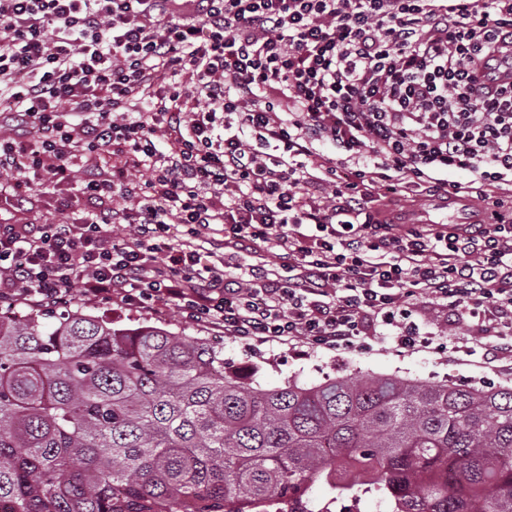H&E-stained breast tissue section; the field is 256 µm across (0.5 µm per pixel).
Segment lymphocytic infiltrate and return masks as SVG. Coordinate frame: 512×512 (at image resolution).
I'll return each mask as SVG.
<instances>
[{"instance_id":"f902f5d3","label":"lymphocytic infiltrate","mask_w":512,"mask_h":512,"mask_svg":"<svg viewBox=\"0 0 512 512\" xmlns=\"http://www.w3.org/2000/svg\"><path fill=\"white\" fill-rule=\"evenodd\" d=\"M511 44L512 0H0V118L18 130L0 195L80 212L0 221V302L77 291L341 352L379 328L431 348L425 299L512 354V81L487 83ZM414 192L477 199L487 220L372 208ZM260 248L279 270L240 265Z\"/></svg>"}]
</instances>
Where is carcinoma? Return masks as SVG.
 I'll return each mask as SVG.
<instances>
[{
	"instance_id": "cac0c4a2",
	"label": "carcinoma",
	"mask_w": 512,
	"mask_h": 512,
	"mask_svg": "<svg viewBox=\"0 0 512 512\" xmlns=\"http://www.w3.org/2000/svg\"><path fill=\"white\" fill-rule=\"evenodd\" d=\"M316 485L384 496L392 512H512V387L261 389L201 338L81 311L49 326L0 314L10 512H238Z\"/></svg>"
}]
</instances>
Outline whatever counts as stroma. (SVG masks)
Listing matches in <instances>:
<instances>
[{
	"label": "stroma",
	"mask_w": 512,
	"mask_h": 512,
	"mask_svg": "<svg viewBox=\"0 0 512 512\" xmlns=\"http://www.w3.org/2000/svg\"><path fill=\"white\" fill-rule=\"evenodd\" d=\"M0 218L22 224L30 222L66 221L54 201L32 196L24 209H16L9 202L0 203ZM71 309L92 316H103L117 327L151 325L169 331L195 336L222 348L224 364L240 375L266 389L283 386L294 380L304 386L316 385L327 378L363 380L373 375H389L418 381L425 385L454 383L460 386L495 388L512 385V360L493 359L490 347L494 342L488 328L465 319L451 321L445 308L421 304L417 321L425 331L437 334L448 346L466 348L460 359H449L447 354L432 350L404 349L394 351L390 339L372 336L367 346L345 352L325 349L294 351L285 346L247 344L222 331L186 320L173 308H164L145 314L120 303L77 300Z\"/></svg>",
	"instance_id": "35a3bbf8"
}]
</instances>
